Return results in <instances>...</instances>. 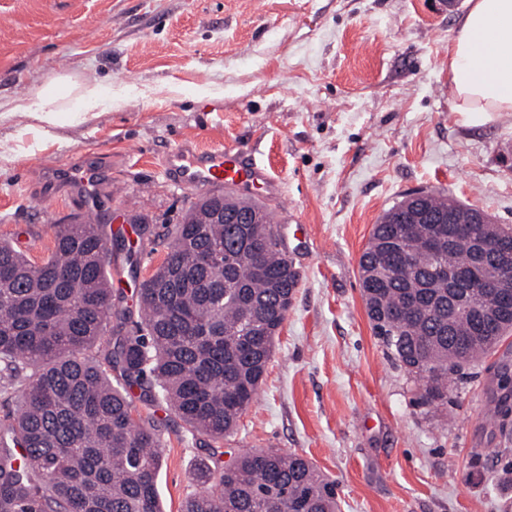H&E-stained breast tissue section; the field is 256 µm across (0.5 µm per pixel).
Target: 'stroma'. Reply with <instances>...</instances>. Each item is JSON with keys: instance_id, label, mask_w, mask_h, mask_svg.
<instances>
[{"instance_id": "obj_1", "label": "stroma", "mask_w": 512, "mask_h": 512, "mask_svg": "<svg viewBox=\"0 0 512 512\" xmlns=\"http://www.w3.org/2000/svg\"><path fill=\"white\" fill-rule=\"evenodd\" d=\"M467 0H0V113L57 75L112 95L56 137L0 125V240L35 262L79 202L53 167L105 156L112 176L88 220L144 218L149 238H114L112 287L136 305L163 260L152 249L197 192L172 182L167 152L191 139L255 156L280 195L254 193L300 275L256 400L208 449L166 419L158 491L181 512L201 468L273 448L337 484L341 512H512V336L420 406V377L386 352L358 261L380 216L430 190L512 226V114L472 125L451 109L448 43ZM220 451L213 459L212 451Z\"/></svg>"}]
</instances>
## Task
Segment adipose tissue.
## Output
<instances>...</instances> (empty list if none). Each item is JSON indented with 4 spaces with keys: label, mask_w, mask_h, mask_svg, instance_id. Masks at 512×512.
I'll return each instance as SVG.
<instances>
[{
    "label": "adipose tissue",
    "mask_w": 512,
    "mask_h": 512,
    "mask_svg": "<svg viewBox=\"0 0 512 512\" xmlns=\"http://www.w3.org/2000/svg\"><path fill=\"white\" fill-rule=\"evenodd\" d=\"M448 46V83L452 111L478 124L494 112H512V0H468ZM95 83L71 84L51 78L32 100L18 103L4 120L29 119L42 136L88 120L100 104Z\"/></svg>",
    "instance_id": "1"
}]
</instances>
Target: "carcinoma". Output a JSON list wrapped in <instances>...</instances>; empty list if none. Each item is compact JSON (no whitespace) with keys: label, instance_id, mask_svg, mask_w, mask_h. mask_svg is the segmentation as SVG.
I'll return each mask as SVG.
<instances>
[{"label":"carcinoma","instance_id":"obj_1","mask_svg":"<svg viewBox=\"0 0 512 512\" xmlns=\"http://www.w3.org/2000/svg\"><path fill=\"white\" fill-rule=\"evenodd\" d=\"M259 224L175 225L156 278L136 310L110 282L104 224H61L34 263L0 242V512H163L157 490L163 420L133 417L132 394L163 403L192 434L232 436L254 401L297 286L268 210ZM455 212L463 231L436 220ZM477 210L427 192L401 200L374 225L359 259L367 316L391 357L424 379L419 400L448 403V378L512 332V306L485 331L486 301L448 293L447 274L468 268L474 241L512 228L472 222ZM136 321H131L132 315ZM133 329H127L128 324ZM217 495H190L183 512H340L336 484L311 461L274 449L239 455L199 476Z\"/></svg>","mask_w":512,"mask_h":512}]
</instances>
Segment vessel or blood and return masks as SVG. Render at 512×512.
I'll return each instance as SVG.
<instances>
[{
  "mask_svg": "<svg viewBox=\"0 0 512 512\" xmlns=\"http://www.w3.org/2000/svg\"><path fill=\"white\" fill-rule=\"evenodd\" d=\"M169 179L194 191H220L227 186H247L262 183L269 193H277L278 184L265 167L256 161H247L238 150L218 146L208 149L184 143L171 149L164 161ZM106 176L100 161L84 162L56 168L55 182L71 186L80 198L94 199Z\"/></svg>",
  "mask_w": 512,
  "mask_h": 512,
  "instance_id": "1",
  "label": "vessel or blood"
}]
</instances>
